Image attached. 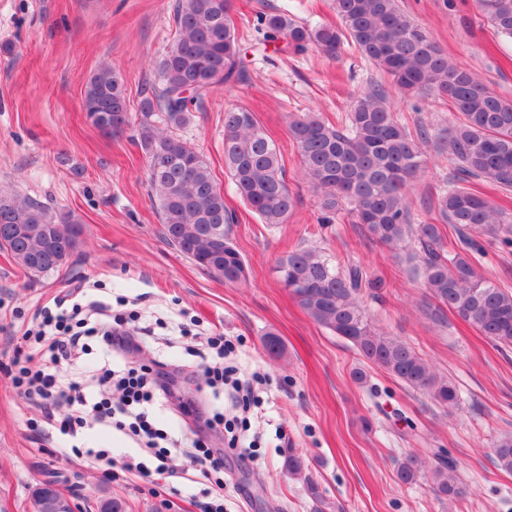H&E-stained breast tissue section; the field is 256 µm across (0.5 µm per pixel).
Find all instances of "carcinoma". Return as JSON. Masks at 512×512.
Wrapping results in <instances>:
<instances>
[{
	"instance_id": "obj_1",
	"label": "carcinoma",
	"mask_w": 512,
	"mask_h": 512,
	"mask_svg": "<svg viewBox=\"0 0 512 512\" xmlns=\"http://www.w3.org/2000/svg\"><path fill=\"white\" fill-rule=\"evenodd\" d=\"M475 7L500 35L512 38V0H475ZM340 27H309L287 14L261 13L257 29L266 41H282L296 52L314 46L331 60L345 46L358 51L402 94L428 93L448 100L457 112L442 149L459 164L456 182L434 202L446 223L458 230L448 247L442 225L414 224L406 189L425 169L430 136L424 123L415 131L392 112L384 87L355 98L340 125L318 112L288 116V135L300 157L301 172L319 198L320 223L334 221L341 204L350 205L353 222L367 237L392 250L416 244L409 259L419 261L425 287L436 305L429 316L443 323L448 310L500 347H512V292L476 270L481 242L512 239V215L487 199L481 186L512 188V100L497 95L476 74L462 69L431 35L399 7L398 0H333ZM232 0H175V35L157 64L158 82L144 90L137 107L138 142L166 241L200 269L228 283L246 280L245 260L229 236L235 213L203 156L179 134L216 89L243 80L244 62ZM83 110L106 135L129 126L130 104L124 81L110 63L88 79ZM224 166L243 204L260 223L283 224L295 208L280 150L269 132L245 108L224 113ZM15 230L0 244L32 278L58 272L76 250L82 226L15 193H0V225ZM282 284L316 324L350 342L366 363L383 369L442 407L459 403L456 385L433 371L399 336L377 330L361 305L364 289L378 291L382 280L359 264L341 267L315 248L299 247L277 260ZM495 460L512 471V437L497 440ZM283 469L302 480L314 512L328 504L306 476L302 456L288 449ZM403 484L427 478L433 492L450 502L463 500L469 485L456 463L408 455L396 461ZM61 493L33 489V512H57Z\"/></svg>"
}]
</instances>
